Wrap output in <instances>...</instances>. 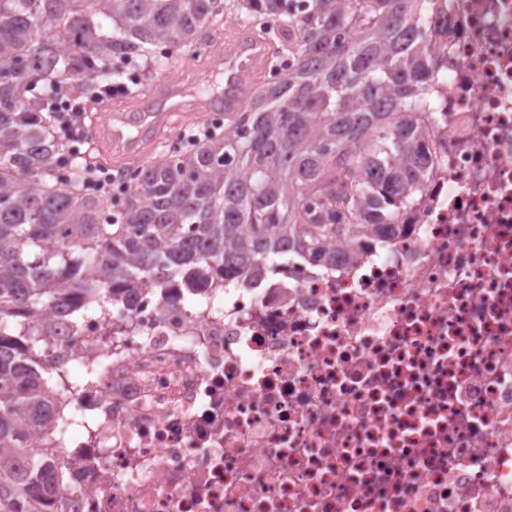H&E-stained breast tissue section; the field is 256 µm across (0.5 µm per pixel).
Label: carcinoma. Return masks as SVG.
Listing matches in <instances>:
<instances>
[{
	"label": "carcinoma",
	"mask_w": 512,
	"mask_h": 512,
	"mask_svg": "<svg viewBox=\"0 0 512 512\" xmlns=\"http://www.w3.org/2000/svg\"><path fill=\"white\" fill-rule=\"evenodd\" d=\"M286 62L224 127L161 164L119 175L130 189L101 224L94 172L65 178L78 137L55 136L53 95L96 99L126 69L204 50L224 0H0V512H44L58 489L57 388L44 315L171 277L186 300L214 274L258 273L283 243L313 261L363 229L391 231L433 166L434 0H237ZM166 48L158 59L156 49Z\"/></svg>",
	"instance_id": "carcinoma-1"
}]
</instances>
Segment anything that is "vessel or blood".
I'll use <instances>...</instances> for the list:
<instances>
[{
    "mask_svg": "<svg viewBox=\"0 0 512 512\" xmlns=\"http://www.w3.org/2000/svg\"><path fill=\"white\" fill-rule=\"evenodd\" d=\"M271 59L268 43L242 30L224 41V51L212 67L224 76L221 96L186 99L179 79H161L148 96L120 104H105L89 113L93 147L106 162L118 167L139 163L158 142L165 129L202 118L204 113L240 111L253 82Z\"/></svg>",
    "mask_w": 512,
    "mask_h": 512,
    "instance_id": "1",
    "label": "vessel or blood"
}]
</instances>
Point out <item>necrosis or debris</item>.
Segmentation results:
<instances>
[{
  "instance_id": "1",
  "label": "necrosis or debris",
  "mask_w": 512,
  "mask_h": 512,
  "mask_svg": "<svg viewBox=\"0 0 512 512\" xmlns=\"http://www.w3.org/2000/svg\"><path fill=\"white\" fill-rule=\"evenodd\" d=\"M448 66L409 215L186 303L61 322L79 432L46 512H512V0H438Z\"/></svg>"
}]
</instances>
